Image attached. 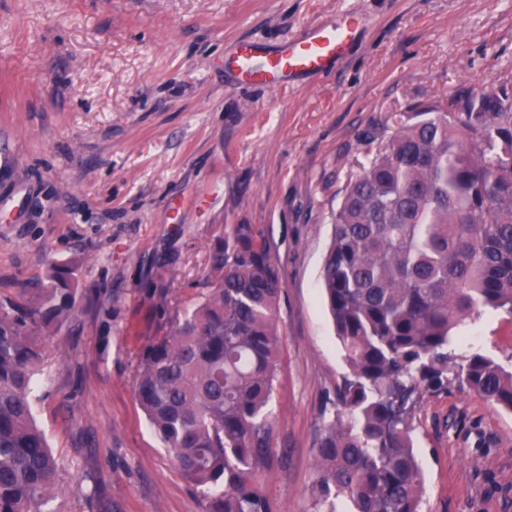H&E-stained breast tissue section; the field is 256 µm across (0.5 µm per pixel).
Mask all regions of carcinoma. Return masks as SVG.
<instances>
[{
  "label": "carcinoma",
  "mask_w": 512,
  "mask_h": 512,
  "mask_svg": "<svg viewBox=\"0 0 512 512\" xmlns=\"http://www.w3.org/2000/svg\"><path fill=\"white\" fill-rule=\"evenodd\" d=\"M332 217L322 290L349 374L321 429L315 512H421L405 403L456 387L512 413V366L452 330L512 316V96L421 106L368 149ZM78 259L48 261L30 303L0 302V512H53L61 467L37 425L45 333L77 312ZM203 293L139 354L136 399L205 512H279L271 457L282 272L252 224L212 238Z\"/></svg>",
  "instance_id": "cac0c4a2"
}]
</instances>
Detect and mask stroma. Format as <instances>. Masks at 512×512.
<instances>
[{"instance_id":"obj_1","label":"stroma","mask_w":512,"mask_h":512,"mask_svg":"<svg viewBox=\"0 0 512 512\" xmlns=\"http://www.w3.org/2000/svg\"><path fill=\"white\" fill-rule=\"evenodd\" d=\"M357 17L324 74L238 84L242 40L274 49ZM512 94V0H0V301L80 258L83 309L45 341L34 415L63 467L57 512H203L134 391L138 355L202 290L220 226L255 225L283 276L274 447L280 512H314L323 409L348 373L321 295L331 214L410 112L485 85ZM461 349L512 357L487 311ZM411 436L423 512H512V414L424 395Z\"/></svg>"}]
</instances>
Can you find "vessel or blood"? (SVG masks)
<instances>
[{"label": "vessel or blood", "instance_id": "1", "mask_svg": "<svg viewBox=\"0 0 512 512\" xmlns=\"http://www.w3.org/2000/svg\"><path fill=\"white\" fill-rule=\"evenodd\" d=\"M355 25L354 17L346 15L335 27L311 28L274 51L252 41L239 42L232 52L236 78L276 89L298 76L321 74L346 55Z\"/></svg>", "mask_w": 512, "mask_h": 512}]
</instances>
